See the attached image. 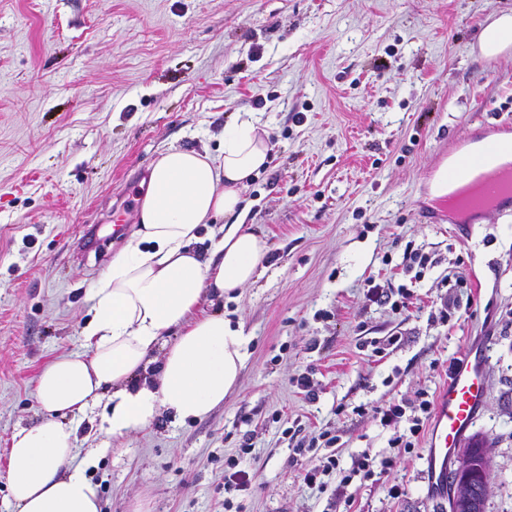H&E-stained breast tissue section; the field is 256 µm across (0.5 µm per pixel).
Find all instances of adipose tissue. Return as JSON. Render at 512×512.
<instances>
[{
	"mask_svg": "<svg viewBox=\"0 0 512 512\" xmlns=\"http://www.w3.org/2000/svg\"><path fill=\"white\" fill-rule=\"evenodd\" d=\"M271 151L266 126L249 118L225 126L218 155L160 152L132 239L90 291L86 352L40 371L34 396L45 415L11 437L14 512H101L96 486L72 463L75 416L100 410L102 433L117 440L165 413L178 423L204 419L234 391L251 334L242 319L198 309L265 267L269 248L243 222V195ZM205 235L204 259L195 245Z\"/></svg>",
	"mask_w": 512,
	"mask_h": 512,
	"instance_id": "ef3b65f1",
	"label": "adipose tissue"
}]
</instances>
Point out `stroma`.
<instances>
[{
    "instance_id": "35a3bbf8",
    "label": "stroma",
    "mask_w": 512,
    "mask_h": 512,
    "mask_svg": "<svg viewBox=\"0 0 512 512\" xmlns=\"http://www.w3.org/2000/svg\"><path fill=\"white\" fill-rule=\"evenodd\" d=\"M512 0H0V512L6 450L37 423L40 369L84 352L89 291L128 243L151 164L169 147L218 154L252 114L272 161L245 221L271 260L225 308L252 339L236 389L203 420L161 416L105 442L78 429L102 512H449L427 482L431 434L394 454L408 421L367 409L439 395L471 347L489 388L470 429L492 460L486 512H512V211L444 224L439 166L480 123L512 125V52L481 55ZM127 207L122 235L112 213ZM432 264L415 275L406 245ZM404 287L407 311L368 301V278ZM457 306L440 320L441 295ZM312 379L315 399L295 380ZM354 475L342 495L301 474L325 451ZM248 490H225L227 459ZM399 497H391V486Z\"/></svg>"
}]
</instances>
